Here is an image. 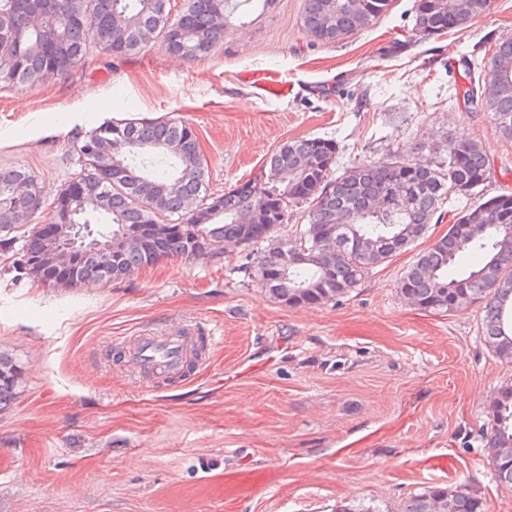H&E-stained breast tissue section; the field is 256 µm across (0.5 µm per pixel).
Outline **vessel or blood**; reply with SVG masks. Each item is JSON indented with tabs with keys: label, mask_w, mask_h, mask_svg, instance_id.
<instances>
[{
	"label": "vessel or blood",
	"mask_w": 512,
	"mask_h": 512,
	"mask_svg": "<svg viewBox=\"0 0 512 512\" xmlns=\"http://www.w3.org/2000/svg\"><path fill=\"white\" fill-rule=\"evenodd\" d=\"M127 358L141 373L159 379L179 378L190 364L205 361L200 347L177 327L162 334L147 329L138 332L127 348Z\"/></svg>",
	"instance_id": "obj_1"
}]
</instances>
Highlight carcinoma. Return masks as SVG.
<instances>
[{"mask_svg": "<svg viewBox=\"0 0 512 512\" xmlns=\"http://www.w3.org/2000/svg\"><path fill=\"white\" fill-rule=\"evenodd\" d=\"M0 0V85L27 87L53 65L64 79L95 60L93 48L117 46L130 56L159 45L195 61L223 44L228 0ZM392 0H304L307 34L334 43L385 15ZM491 0H415L413 33L430 38L464 29L490 10ZM477 62L468 61L458 88L467 106L490 114L499 136L512 143V41L497 44L481 90L473 85ZM112 170L77 151L82 141L115 129ZM70 148L80 171L70 180L82 201L78 224L112 231L120 241L112 267L89 255L76 278L52 284L76 288L133 275L169 257L214 258L228 242L251 249L250 276L288 306L320 305L344 297L374 268L424 238L433 221L450 214L448 232L418 252L400 279L403 296L426 312L477 307L480 330L499 360L512 363V192L453 212L445 205L470 198L489 178L482 146L455 138L430 157L392 155L338 168L334 138L287 140L259 173L222 195L208 192V163L191 127L168 118L107 120L76 132ZM30 176L21 167L0 169V253L23 249L49 264L59 253L33 221L16 184ZM308 205L307 224L280 237L289 210ZM20 366L0 352V406L17 395ZM488 458L499 486L512 492V386L498 391L488 411ZM400 512H486L484 498L466 483L453 489L428 485L407 498Z\"/></svg>", "mask_w": 512, "mask_h": 512, "instance_id": "carcinoma-1", "label": "carcinoma"}]
</instances>
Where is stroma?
Segmentation results:
<instances>
[{
    "label": "stroma",
    "instance_id": "stroma-1",
    "mask_svg": "<svg viewBox=\"0 0 512 512\" xmlns=\"http://www.w3.org/2000/svg\"><path fill=\"white\" fill-rule=\"evenodd\" d=\"M413 2L322 44L301 26L303 0H244L223 45L196 61L155 46L2 87L0 168H26L50 202L79 170L70 129L169 116L195 131L217 195L313 136L336 138L344 165L473 138L492 163L478 197L512 191V144L455 97L465 59L487 63L512 38V0L414 42ZM412 258L339 300L289 307L234 246L71 290L0 255V352L22 370L0 411V512H399L424 486L462 483L487 512H512L484 441L512 363L486 346L477 309L433 314L401 294ZM173 324L214 329L211 373L169 384L113 345Z\"/></svg>",
    "mask_w": 512,
    "mask_h": 512
}]
</instances>
